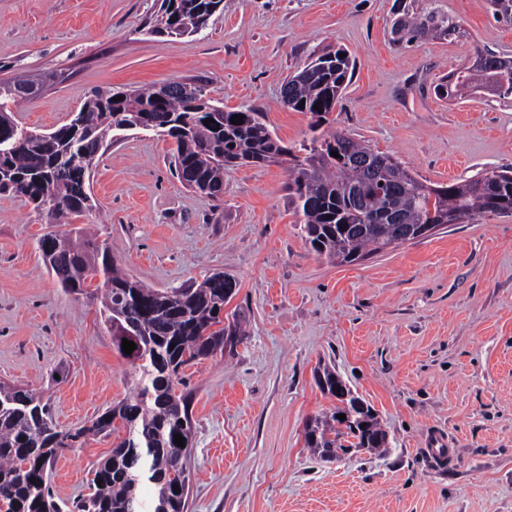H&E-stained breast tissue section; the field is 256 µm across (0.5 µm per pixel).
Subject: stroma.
Masks as SVG:
<instances>
[{"mask_svg": "<svg viewBox=\"0 0 512 512\" xmlns=\"http://www.w3.org/2000/svg\"><path fill=\"white\" fill-rule=\"evenodd\" d=\"M160 0H0V74L38 94L16 120L38 133L67 124L95 89L209 82L225 110L261 112L298 144L309 113L283 106L284 82L322 49L356 60L337 128L434 184L512 168V99L438 98L439 80L477 52L512 56V26L486 0H442L460 41L399 48L394 0H224L198 34H143ZM170 138L114 133L89 182L93 209L70 219L105 241L124 272L166 290L221 272L237 282L221 314L244 335L183 372L194 425L187 512H512V215L336 265L305 241L282 164L224 174L213 200L170 168ZM49 226L0 194V382L30 388L57 430L72 431L132 395L130 362L99 301L63 291L36 248ZM329 366L376 410L386 454L324 461L305 423L332 409ZM455 456L438 471L427 438ZM113 437L59 453L55 498L87 494Z\"/></svg>", "mask_w": 512, "mask_h": 512, "instance_id": "stroma-1", "label": "stroma"}]
</instances>
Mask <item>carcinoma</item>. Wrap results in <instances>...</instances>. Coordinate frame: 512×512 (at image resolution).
I'll use <instances>...</instances> for the list:
<instances>
[{
	"instance_id": "1",
	"label": "carcinoma",
	"mask_w": 512,
	"mask_h": 512,
	"mask_svg": "<svg viewBox=\"0 0 512 512\" xmlns=\"http://www.w3.org/2000/svg\"><path fill=\"white\" fill-rule=\"evenodd\" d=\"M493 18L512 26V0H488ZM224 0H165L149 33L178 37L198 34ZM392 41L412 45L429 39L463 36L440 0H403L391 26ZM341 50L314 54L284 84L282 101L308 112L311 135L292 149L273 138L263 114L251 109L226 111L206 83L188 82L174 94L158 87L96 89L81 111L85 122L69 123L55 134L33 139L14 118V107L36 95L26 79L0 80V194L27 200L49 224L92 209L86 182L109 136L147 125L171 138L174 169L187 187L214 199L224 195V170L249 162L289 164L288 195L312 250L340 265L402 245L403 232L425 224H464L479 217L512 214V172L491 168L462 182L434 185L411 173L394 157L379 153L338 130L325 133L354 71ZM495 52H480L436 84L441 99L470 91L512 97V59L490 67ZM319 109H314V106ZM243 124L234 125V115ZM213 119L206 125L204 120ZM336 152L335 158L330 152ZM54 253H44L47 269L68 293L81 294L87 280L103 277L101 299L107 330L117 351L127 339L136 349L125 355L138 375L133 395L88 426L56 431L50 410L32 391L0 383V502L6 512H137L145 504L144 486L153 492L152 512H186L187 493H177L192 447L193 424L179 369L224 350L237 329L221 326L224 304L237 282L220 273L198 285L158 290L132 280L113 261L108 247L92 239L61 234ZM323 390L340 405L308 420L305 444L322 460L342 459L353 451L383 453L387 437L373 408L346 389L329 368L318 374ZM344 414L341 420L337 415ZM124 429V437L96 469L90 493L70 503L55 500L46 470L63 448L88 434ZM185 439L174 443V435ZM35 482H30V479Z\"/></svg>"
}]
</instances>
